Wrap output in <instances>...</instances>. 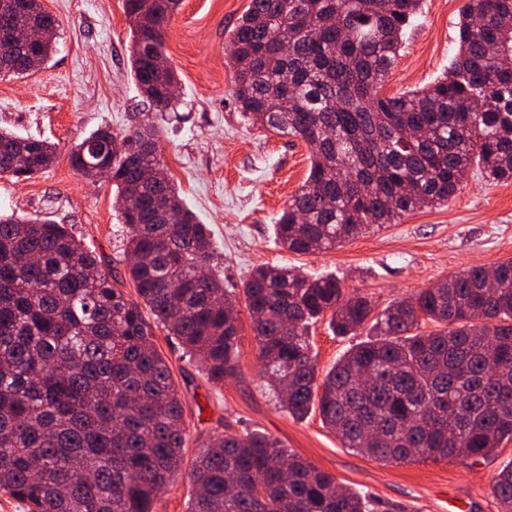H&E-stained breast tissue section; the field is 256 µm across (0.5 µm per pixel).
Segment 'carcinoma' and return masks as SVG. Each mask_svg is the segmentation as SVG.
Wrapping results in <instances>:
<instances>
[{"mask_svg": "<svg viewBox=\"0 0 512 512\" xmlns=\"http://www.w3.org/2000/svg\"><path fill=\"white\" fill-rule=\"evenodd\" d=\"M0 0V76L25 75L53 49L56 19ZM182 0H124L129 59L155 111L179 79L164 48ZM422 0H250L225 48L248 120L311 148L309 173L275 224L286 250L314 253L419 208L445 205L477 168L512 179V0H466L459 52L431 85L381 94ZM38 29L35 48L11 42ZM157 132L99 128L93 148L139 209L128 274L142 302L111 282L65 224L0 215V491L28 512H154L184 461V413L153 327L176 337L216 383L236 372L240 327L207 225L157 155ZM46 140L0 129V177L30 179L54 160ZM270 390L297 420L316 410L343 447L385 463L491 457L512 440V261L473 267L372 316L336 278L255 268L242 288ZM154 316L147 322L142 307ZM330 314L339 336L373 338L319 376L309 330ZM432 322L435 329L421 331ZM187 512H379L271 435L205 439ZM512 512V462L492 480Z\"/></svg>", "mask_w": 512, "mask_h": 512, "instance_id": "1", "label": "carcinoma"}]
</instances>
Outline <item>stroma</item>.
Returning <instances> with one entry per match:
<instances>
[{"instance_id":"1","label":"stroma","mask_w":512,"mask_h":512,"mask_svg":"<svg viewBox=\"0 0 512 512\" xmlns=\"http://www.w3.org/2000/svg\"><path fill=\"white\" fill-rule=\"evenodd\" d=\"M249 0H183L171 19L165 50L179 75L176 108L152 110L130 74L124 0H45L58 21L55 49L24 77H0V127L57 147L54 164L29 180L0 177V213L67 225L128 299L138 294L124 255L127 228L110 182L83 179L71 166L72 147L101 127L120 133L145 122L160 131L158 156L185 205L207 225L217 270L228 292L243 287L262 264L295 268L313 278L335 276L345 292L360 291L376 310L473 266L512 260V180L487 182L470 171L448 204L422 208L400 223L366 231L314 254L283 249L274 224L303 184L310 150L246 122L233 98L234 72L225 59L228 34ZM464 0H423L382 89L388 96L430 84L458 50ZM237 373L209 381L200 363L166 331L154 329L185 415L184 462L215 433L261 432L333 476L337 483L408 512H500L490 490L498 469L512 462V441L495 456L464 466L448 461L389 464L343 447L318 413L291 418L277 406L245 304ZM369 328L336 335L328 318L310 331L318 373H326Z\"/></svg>"}]
</instances>
